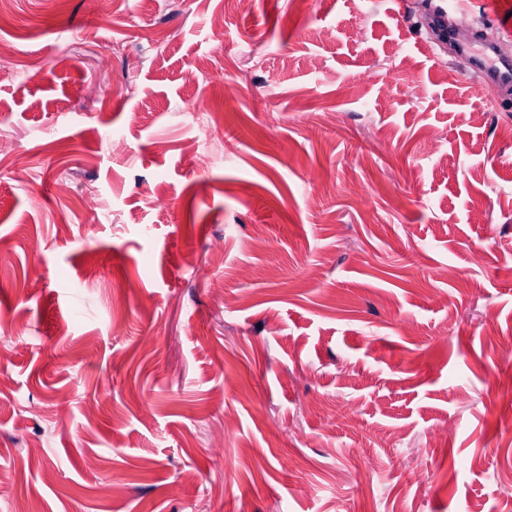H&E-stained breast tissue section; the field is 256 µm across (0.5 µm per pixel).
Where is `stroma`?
<instances>
[{"label": "stroma", "mask_w": 512, "mask_h": 512, "mask_svg": "<svg viewBox=\"0 0 512 512\" xmlns=\"http://www.w3.org/2000/svg\"><path fill=\"white\" fill-rule=\"evenodd\" d=\"M428 10L0 0V512H512V92Z\"/></svg>", "instance_id": "stroma-1"}]
</instances>
